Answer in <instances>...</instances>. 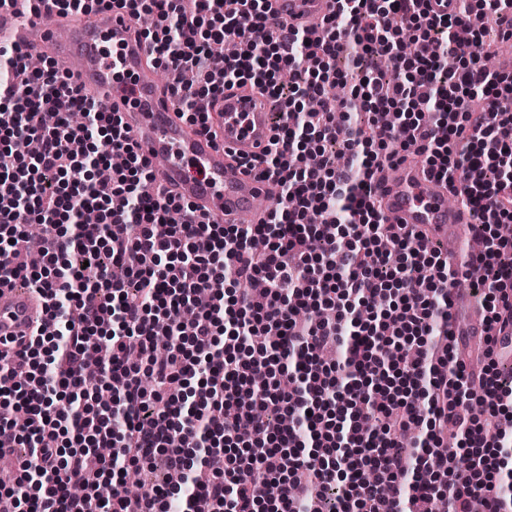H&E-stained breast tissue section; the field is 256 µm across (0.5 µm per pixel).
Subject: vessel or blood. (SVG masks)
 <instances>
[{"mask_svg":"<svg viewBox=\"0 0 512 512\" xmlns=\"http://www.w3.org/2000/svg\"><path fill=\"white\" fill-rule=\"evenodd\" d=\"M328 10L329 0H270L267 23L273 29L284 22L307 26ZM132 27L119 9L89 19L64 18L45 9L32 22L15 9H0V43L18 45L38 58L75 61L76 85L121 116L139 154L155 162L157 185L189 200L217 224H236L245 216L256 223L263 220L256 203L274 197L277 189L247 172L243 162L259 154L274 134L270 97L257 88L225 96L211 109L209 130H202L176 111ZM371 194L387 223L423 231L449 262L458 263L461 250L481 251L479 241H465L461 234L469 213L449 204L446 184L428 174L419 159L376 174ZM452 301L469 309L462 335L492 338L503 359L512 362V330L488 326L469 291L455 292ZM44 317L39 294L0 285V352L15 353Z\"/></svg>","mask_w":512,"mask_h":512,"instance_id":"b4317fda","label":"vessel or blood"}]
</instances>
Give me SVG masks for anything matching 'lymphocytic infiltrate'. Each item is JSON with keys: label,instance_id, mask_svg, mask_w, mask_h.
I'll use <instances>...</instances> for the list:
<instances>
[{"label": "lymphocytic infiltrate", "instance_id": "lymphocytic-infiltrate-1", "mask_svg": "<svg viewBox=\"0 0 512 512\" xmlns=\"http://www.w3.org/2000/svg\"><path fill=\"white\" fill-rule=\"evenodd\" d=\"M267 0H0L37 13L118 7L170 88L198 116L250 84L284 107L246 166L278 185L259 224H211L156 189L118 116L83 95L54 61L38 70L0 47V285L41 294L46 324L18 363L0 362V438L30 450L0 512H258L253 477L280 488L275 512H314L317 494L349 485L340 512H512L500 479L512 458V404L449 346L452 279L423 232L385 223L370 195L375 170L418 152L459 204L479 213L484 251L463 277L490 320L512 323V70L487 69L483 28L467 42L459 15L495 13L512 39V0H330L318 27L267 29ZM428 53L400 48L404 32ZM237 45L217 70L213 45ZM352 62L349 98L312 100ZM295 73L282 84L283 69ZM192 71L195 81L180 76ZM486 106L472 111L473 94ZM54 116L52 124L40 115ZM367 123H360V114ZM92 210L94 224L79 221ZM39 224L33 238L26 227ZM263 238L264 251L251 247ZM42 272H29L28 253ZM125 265L128 279L112 277ZM209 292L207 310L182 312ZM169 351L157 355L158 337ZM264 406L288 416L272 429ZM459 442L449 446L447 433ZM110 446L95 469L85 448ZM163 457L177 481L129 497V465Z\"/></svg>", "mask_w": 512, "mask_h": 512}]
</instances>
